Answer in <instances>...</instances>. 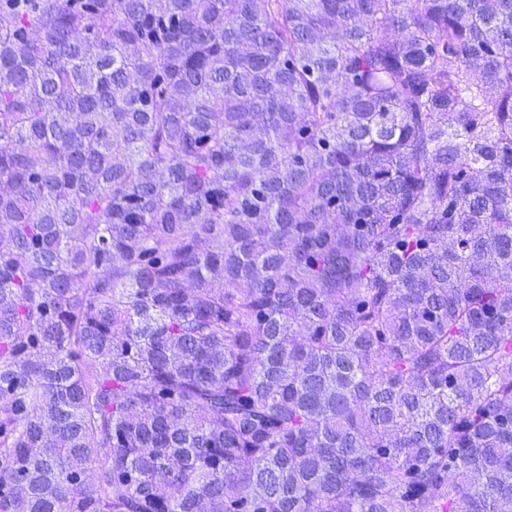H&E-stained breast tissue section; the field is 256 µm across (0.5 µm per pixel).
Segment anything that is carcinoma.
<instances>
[{
    "mask_svg": "<svg viewBox=\"0 0 512 512\" xmlns=\"http://www.w3.org/2000/svg\"><path fill=\"white\" fill-rule=\"evenodd\" d=\"M0 512H512V0H0Z\"/></svg>",
    "mask_w": 512,
    "mask_h": 512,
    "instance_id": "carcinoma-1",
    "label": "carcinoma"
}]
</instances>
